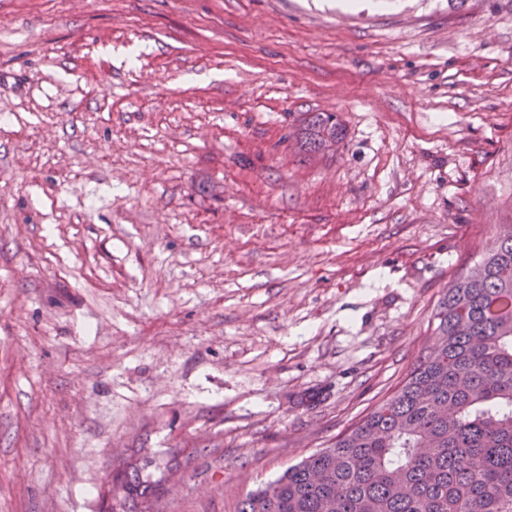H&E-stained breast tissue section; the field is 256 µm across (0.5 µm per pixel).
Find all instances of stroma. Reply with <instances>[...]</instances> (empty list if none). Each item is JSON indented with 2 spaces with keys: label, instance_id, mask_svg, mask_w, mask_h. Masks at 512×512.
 Wrapping results in <instances>:
<instances>
[{
  "label": "stroma",
  "instance_id": "stroma-1",
  "mask_svg": "<svg viewBox=\"0 0 512 512\" xmlns=\"http://www.w3.org/2000/svg\"><path fill=\"white\" fill-rule=\"evenodd\" d=\"M3 112L0 512H236L512 226V0H0ZM306 117L300 120L297 129V138L301 148L308 153H321L322 145L326 139L338 143L342 140V128L333 114L324 112H307ZM113 487L119 486L124 494L117 499L116 495L112 497V506L107 508L108 512H149L146 502L153 495L152 486L147 480L141 481L140 476L136 473L127 471L118 472L112 476ZM142 487L136 497L132 495L134 487Z\"/></svg>",
  "mask_w": 512,
  "mask_h": 512
}]
</instances>
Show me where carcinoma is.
Returning <instances> with one entry per match:
<instances>
[{
	"mask_svg": "<svg viewBox=\"0 0 512 512\" xmlns=\"http://www.w3.org/2000/svg\"><path fill=\"white\" fill-rule=\"evenodd\" d=\"M301 148L342 140L332 114L300 120ZM439 345L389 397L264 486L237 512H512V227L439 301ZM107 512H149L127 471Z\"/></svg>",
	"mask_w": 512,
	"mask_h": 512,
	"instance_id": "1",
	"label": "carcinoma"
}]
</instances>
